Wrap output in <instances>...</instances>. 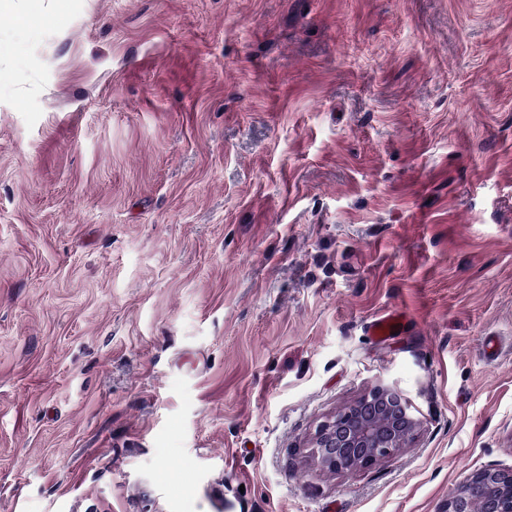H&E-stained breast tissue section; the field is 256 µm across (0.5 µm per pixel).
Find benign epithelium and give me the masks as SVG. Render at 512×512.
<instances>
[{"mask_svg":"<svg viewBox=\"0 0 512 512\" xmlns=\"http://www.w3.org/2000/svg\"><path fill=\"white\" fill-rule=\"evenodd\" d=\"M422 425L411 400L378 385L321 422L309 444L311 461L335 474L351 475L396 456ZM479 495L482 512H512V470H478L448 495L443 512H471Z\"/></svg>","mask_w":512,"mask_h":512,"instance_id":"1","label":"benign epithelium"}]
</instances>
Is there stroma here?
Masks as SVG:
<instances>
[{
  "label": "stroma",
  "instance_id": "stroma-1",
  "mask_svg": "<svg viewBox=\"0 0 512 512\" xmlns=\"http://www.w3.org/2000/svg\"><path fill=\"white\" fill-rule=\"evenodd\" d=\"M379 384L408 447L308 463ZM483 468L512 470V0L0 13V512H441ZM406 326L404 316L396 311L389 312L386 315L370 323L369 334L373 338H386L400 335Z\"/></svg>",
  "mask_w": 512,
  "mask_h": 512
}]
</instances>
